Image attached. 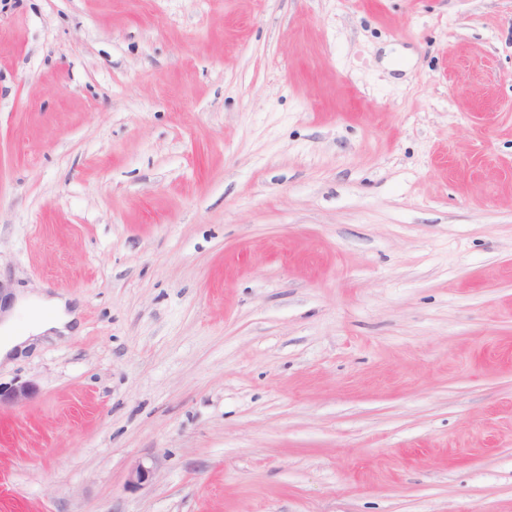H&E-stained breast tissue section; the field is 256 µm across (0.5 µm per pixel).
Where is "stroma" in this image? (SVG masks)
Segmentation results:
<instances>
[{"instance_id": "stroma-1", "label": "stroma", "mask_w": 512, "mask_h": 512, "mask_svg": "<svg viewBox=\"0 0 512 512\" xmlns=\"http://www.w3.org/2000/svg\"><path fill=\"white\" fill-rule=\"evenodd\" d=\"M26 288L0 512H512V0H0ZM67 296L47 295L37 292L18 296L14 306L9 299L2 302L0 320V360L21 358L32 347L37 348L46 339L58 340L71 335L77 311L68 304ZM25 313L27 319L20 323L13 312Z\"/></svg>"}]
</instances>
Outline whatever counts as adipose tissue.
Wrapping results in <instances>:
<instances>
[{
	"mask_svg": "<svg viewBox=\"0 0 512 512\" xmlns=\"http://www.w3.org/2000/svg\"><path fill=\"white\" fill-rule=\"evenodd\" d=\"M76 317L67 297L43 292L0 306V360L22 357L45 340L71 335Z\"/></svg>",
	"mask_w": 512,
	"mask_h": 512,
	"instance_id": "ef3b65f1",
	"label": "adipose tissue"
}]
</instances>
